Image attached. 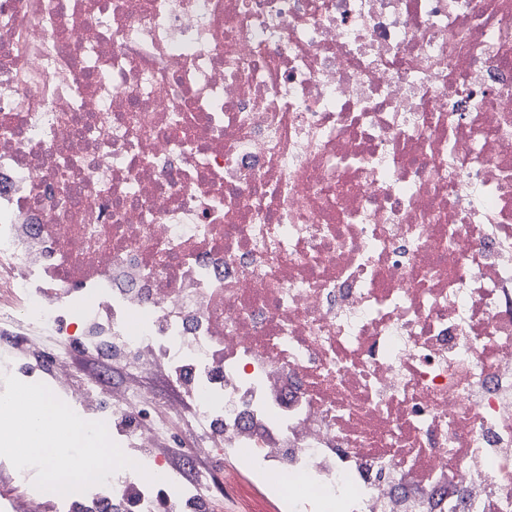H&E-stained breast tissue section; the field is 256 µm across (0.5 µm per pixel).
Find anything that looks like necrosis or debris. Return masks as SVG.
Here are the masks:
<instances>
[{
    "mask_svg": "<svg viewBox=\"0 0 512 512\" xmlns=\"http://www.w3.org/2000/svg\"><path fill=\"white\" fill-rule=\"evenodd\" d=\"M20 320L164 361L165 411L290 512H512V0H0ZM64 348L0 431L112 433ZM3 465L0 512L224 508L158 458Z\"/></svg>",
    "mask_w": 512,
    "mask_h": 512,
    "instance_id": "1",
    "label": "necrosis or debris"
}]
</instances>
